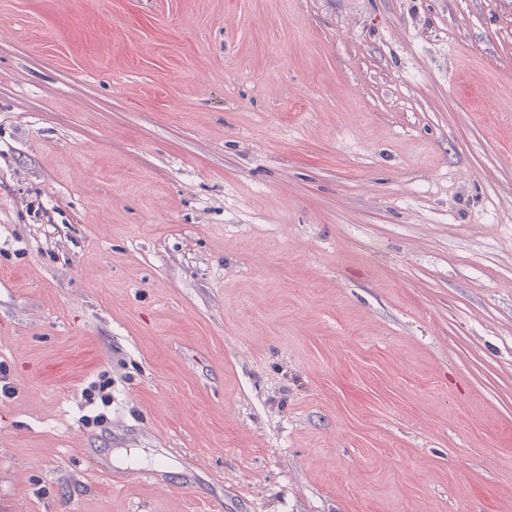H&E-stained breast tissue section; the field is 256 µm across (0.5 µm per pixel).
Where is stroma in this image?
Segmentation results:
<instances>
[{
    "mask_svg": "<svg viewBox=\"0 0 512 512\" xmlns=\"http://www.w3.org/2000/svg\"><path fill=\"white\" fill-rule=\"evenodd\" d=\"M0 363V512H512V0H0Z\"/></svg>",
    "mask_w": 512,
    "mask_h": 512,
    "instance_id": "1",
    "label": "stroma"
}]
</instances>
